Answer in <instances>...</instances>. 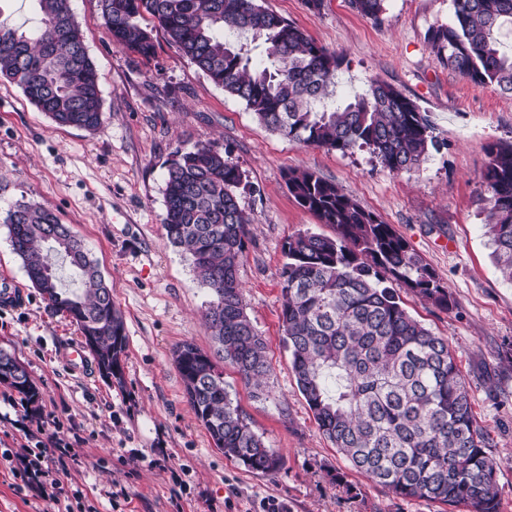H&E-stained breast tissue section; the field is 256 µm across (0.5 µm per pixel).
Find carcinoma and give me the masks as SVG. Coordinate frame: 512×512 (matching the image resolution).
Segmentation results:
<instances>
[{
    "mask_svg": "<svg viewBox=\"0 0 512 512\" xmlns=\"http://www.w3.org/2000/svg\"><path fill=\"white\" fill-rule=\"evenodd\" d=\"M30 30L0 22V77L15 82L60 126L103 124L95 65L72 0H31ZM116 46L144 58L154 28L216 86L241 100L267 130L305 146L343 154L366 148L382 167L409 172L439 150L429 116L392 85L370 82L338 99L345 57L330 52L257 0H98ZM377 21L384 0H352ZM512 27V0H453V17L431 29L429 44L448 70L512 93V49L498 38ZM263 40L256 58L241 42ZM478 202L500 277L512 283V143L487 147ZM294 200L336 235L300 232L283 246L282 325L289 364L322 435L370 481L402 498H424L467 512H500L497 464L477 426L466 381L448 339L412 317L390 282L421 300L452 305L448 291L392 225L310 170H291ZM244 173L211 144L176 151L165 173L163 228L188 255L210 300L205 323L216 356L254 396L265 395L267 346L245 311L238 278L251 217L241 208ZM47 309L66 312L92 341L103 377L121 380L127 333L91 251L43 205L18 200L3 219ZM69 264L78 289L61 286ZM175 365L197 421L224 456L251 471L273 472L280 455L265 445L224 384V370L195 344L175 350ZM0 383L30 404L39 389L25 367L0 349Z\"/></svg>",
    "mask_w": 512,
    "mask_h": 512,
    "instance_id": "obj_1",
    "label": "carcinoma"
}]
</instances>
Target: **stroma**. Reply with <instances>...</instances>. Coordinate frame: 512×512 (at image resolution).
Listing matches in <instances>:
<instances>
[{
    "instance_id": "1",
    "label": "stroma",
    "mask_w": 512,
    "mask_h": 512,
    "mask_svg": "<svg viewBox=\"0 0 512 512\" xmlns=\"http://www.w3.org/2000/svg\"><path fill=\"white\" fill-rule=\"evenodd\" d=\"M259 3L345 56L338 93L363 92L373 80L391 84L427 113L444 146L419 169L393 173L366 150L342 154L293 143L264 128L162 33L154 35V56L142 58L112 44L98 0H73L98 73L103 125L95 132L58 126L16 83L0 78V218L25 198L70 225L112 288L128 345L121 381L103 378L93 364L75 371L69 348L82 333L68 314L47 310L0 221V276L26 294L21 307H0V349L22 363L40 392L30 404L0 384V445L10 454L0 459V512H52L35 484L12 474L50 413L65 444L52 471L73 495L72 512H262L272 497L290 512H444V505L396 497L356 472L319 431L298 390L283 344L282 247L299 232L335 233L290 194L287 173L303 169L392 224L451 295L446 310L395 287L411 315L447 337L476 422L492 440L501 512H512V364L505 354L512 284L491 261L475 204L488 146L512 142V95L460 78L432 52L429 32L451 19V0H385L376 22L349 0H323L317 10L304 0ZM198 143L229 152L248 183L240 205L253 224L238 276L246 313L267 344L270 396L256 398L229 367L224 382L279 452L280 468L271 474L214 447L172 358L185 341L212 348L203 319L209 295L162 224L166 169L177 149ZM339 476L353 494L339 491Z\"/></svg>"
}]
</instances>
